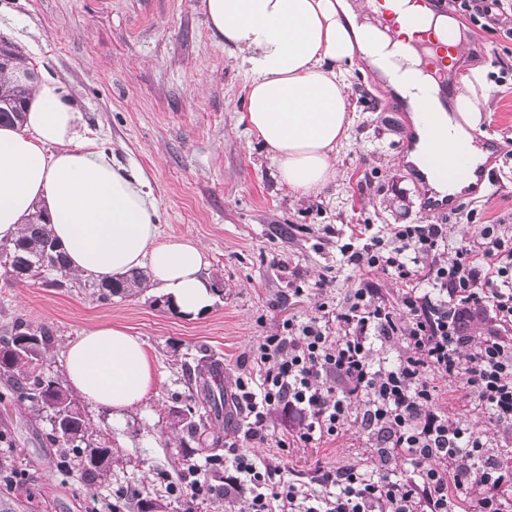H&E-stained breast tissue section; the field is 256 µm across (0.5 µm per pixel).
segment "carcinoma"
I'll use <instances>...</instances> for the list:
<instances>
[{
    "label": "carcinoma",
    "instance_id": "carcinoma-1",
    "mask_svg": "<svg viewBox=\"0 0 512 512\" xmlns=\"http://www.w3.org/2000/svg\"><path fill=\"white\" fill-rule=\"evenodd\" d=\"M32 74L34 66L28 58L12 44L0 41V124L21 120L32 90L26 76ZM0 268L13 279L38 278L52 271L57 274L52 284L58 286L72 275L66 253L39 212L24 225L17 239L0 243ZM147 279L141 269L113 279H98L90 274L80 287L92 289L99 302L108 304L114 297H129L143 291ZM49 343L47 328L16 322L10 335L0 336V377L11 383L12 398L34 412L50 414L47 443L52 448L67 449L68 456L79 461L84 481L94 485L107 476L112 449L90 446L87 423L68 388L38 371ZM215 369L216 362L198 360L195 371L200 393L191 396L187 404L170 409L176 423L183 425L193 439L212 415L223 410L224 393H215L208 383Z\"/></svg>",
    "mask_w": 512,
    "mask_h": 512
}]
</instances>
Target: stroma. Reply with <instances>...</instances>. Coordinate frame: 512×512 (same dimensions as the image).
Instances as JSON below:
<instances>
[{"label":"stroma","mask_w":512,"mask_h":512,"mask_svg":"<svg viewBox=\"0 0 512 512\" xmlns=\"http://www.w3.org/2000/svg\"><path fill=\"white\" fill-rule=\"evenodd\" d=\"M458 22L466 50L450 77L461 85L472 71L481 73L474 87L482 97L477 128L498 141L503 154L490 172L492 190L441 217L452 242L471 237L480 224L512 226V36L480 29L464 16ZM1 37L26 54L39 78L65 89L93 147L109 153L121 171L149 182L160 240L199 242L217 294L205 317L190 318L153 292L103 304L76 284L56 288L41 278L18 283L0 276V336L19 319L53 332L44 377L64 379L66 342L103 323L137 336L162 378L140 407L120 417L75 395L93 442L112 450L108 477L95 486L86 485L77 466L60 469L61 449L45 442L46 416L10 402L9 384L0 378V454L26 473L20 485L0 486V502L13 512H109L116 491L129 486L160 497L164 512H181L160 475L178 477L186 460L205 464L223 453L224 443L244 436L245 415L233 396L241 361L284 320L315 313L313 293L289 295V280L310 287L335 275L327 297L336 306L365 279L386 301L399 302V280L381 270L359 276L344 265L339 247L363 224L431 223L420 209L410 159L400 151L411 116L392 107L393 92L374 67L361 60L348 66L352 124L337 147L336 178L300 197L280 184L261 139L245 123L250 77L237 52L208 28L199 0H0ZM327 225L334 235L324 234ZM205 356L223 371L224 412L196 441L169 410L195 393L193 370ZM437 405L489 446L512 447V432L452 387L440 385ZM289 427L287 414L275 412L266 441L243 446L258 459L278 458L288 477L307 486L321 466L372 472L357 427L279 450Z\"/></svg>","instance_id":"stroma-1"}]
</instances>
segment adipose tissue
Instances as JSON below:
<instances>
[{
	"label": "adipose tissue",
	"mask_w": 512,
	"mask_h": 512,
	"mask_svg": "<svg viewBox=\"0 0 512 512\" xmlns=\"http://www.w3.org/2000/svg\"><path fill=\"white\" fill-rule=\"evenodd\" d=\"M364 0H201L208 27L237 51L251 75L244 118L261 139L288 190L306 196L336 177V146L351 124L342 66L362 56L396 67L404 96L429 90L410 49L415 28L372 23ZM458 117L413 111L418 132L436 129L448 154L469 142L480 102L458 96ZM82 114L52 80L38 82L24 123L0 127V241L15 239L35 206L72 272L109 278L149 266L152 288L181 314L212 302L202 248L159 241L156 200L142 178L122 173L82 134ZM70 386L122 414L160 382L142 341L124 328L95 324L62 352Z\"/></svg>",
	"instance_id": "adipose-tissue-1"
}]
</instances>
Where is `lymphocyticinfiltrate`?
I'll return each instance as SVG.
<instances>
[{
	"mask_svg": "<svg viewBox=\"0 0 512 512\" xmlns=\"http://www.w3.org/2000/svg\"><path fill=\"white\" fill-rule=\"evenodd\" d=\"M440 224H390L343 246L347 265L380 269L404 285L399 305L371 284L344 306L317 301L316 314L288 319L250 350L234 398L248 419L244 434L265 440L273 411L294 421L290 440L311 443L357 425L372 447L374 475L321 468L324 494L256 462L237 446L209 459L212 484L198 465L165 485L183 512L200 498L239 500L245 512H512V464L480 434L436 406L432 377L461 382L469 398L512 427V235L483 224L445 248ZM398 343L391 367L375 365L378 346ZM406 462L395 475L393 466Z\"/></svg>",
	"mask_w": 512,
	"mask_h": 512,
	"instance_id": "lymphocytic-infiltrate-1",
	"label": "lymphocytic infiltrate"
}]
</instances>
